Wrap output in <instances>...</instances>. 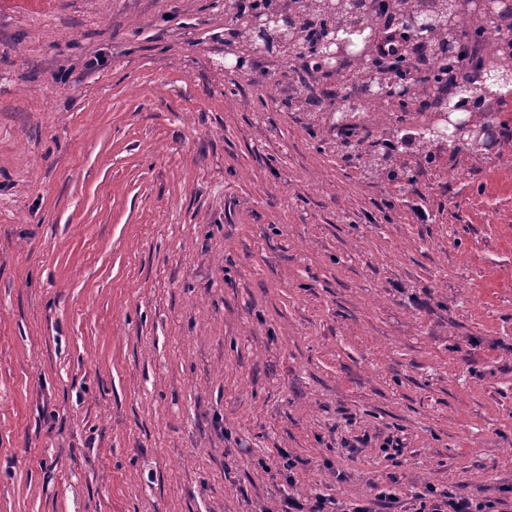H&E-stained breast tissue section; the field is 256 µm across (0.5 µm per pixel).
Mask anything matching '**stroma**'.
<instances>
[{
	"label": "stroma",
	"mask_w": 512,
	"mask_h": 512,
	"mask_svg": "<svg viewBox=\"0 0 512 512\" xmlns=\"http://www.w3.org/2000/svg\"><path fill=\"white\" fill-rule=\"evenodd\" d=\"M230 26L0 0V512H512V139L366 173L424 115L345 159ZM253 50L254 48L250 45L249 41L225 44V69L231 72H239L242 69V64L246 60V57L253 52ZM425 489L426 493L418 496L421 501L417 512H485L486 509L491 508L487 503L466 497H456L449 492L437 496L436 489L430 485ZM342 503L334 499L317 498L310 510H305L304 503L294 497H288L282 504L281 512H373L369 506L355 504L352 508H345Z\"/></svg>",
	"instance_id": "stroma-1"
}]
</instances>
